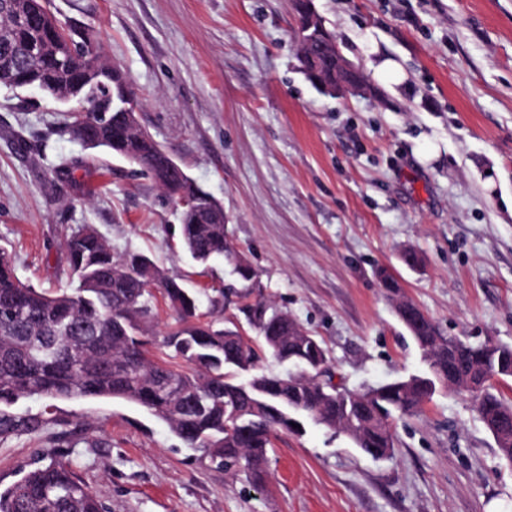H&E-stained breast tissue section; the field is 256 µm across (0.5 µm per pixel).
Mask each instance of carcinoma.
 I'll use <instances>...</instances> for the list:
<instances>
[{"label": "carcinoma", "instance_id": "1", "mask_svg": "<svg viewBox=\"0 0 512 512\" xmlns=\"http://www.w3.org/2000/svg\"><path fill=\"white\" fill-rule=\"evenodd\" d=\"M49 0H0V86H13L19 65L39 89L58 100L72 95L80 112L69 113L67 132L89 148L104 147L150 175L168 198L182 202V244L190 258L218 257L252 282L256 274L228 244L217 223L218 202L199 188L142 127L131 128L123 106L135 93L123 69L97 65L101 52L90 29L61 23ZM320 59L319 77L329 74L336 53L307 39ZM65 247L76 286L49 295L22 281L0 248V406L22 397L106 398L138 405L167 423L190 448L202 449L224 472L258 486L276 430L301 434L312 423L346 434L374 459L395 447V417L419 412L439 388L475 397L479 419L494 437L500 459L512 466V403L494 392L492 381L512 377V346L471 344L444 336L409 301L396 304L400 320L421 352L425 371L353 392L320 379L327 366L321 342L287 313L259 299L245 316L263 338L265 353L296 372H256V355L238 331L201 322L198 298L165 276L149 258L118 260L91 227L67 236ZM155 285L178 315L163 343L187 369L146 355L147 326ZM45 420L19 419L0 410V439L35 433ZM64 455L25 472L0 492V512H111Z\"/></svg>", "mask_w": 512, "mask_h": 512}]
</instances>
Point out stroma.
Instances as JSON below:
<instances>
[{"label": "stroma", "instance_id": "1", "mask_svg": "<svg viewBox=\"0 0 512 512\" xmlns=\"http://www.w3.org/2000/svg\"><path fill=\"white\" fill-rule=\"evenodd\" d=\"M367 89L331 96L300 71L290 0H51L127 74L144 127L224 208L259 294L181 245L178 206L136 165L64 133L65 107L0 87V247L18 275L71 286L64 240L87 225L114 255L148 256L238 329L264 297L317 336L350 390L422 372L383 278L447 336L512 346V0H314ZM404 83L378 81L377 58ZM72 175L57 173L61 160ZM414 252L417 264L404 262ZM35 434L0 441V491L70 451L112 512H512V467L473 399L437 391L374 460L312 424L280 431L254 486L186 447L144 408L58 400Z\"/></svg>", "mask_w": 512, "mask_h": 512}]
</instances>
